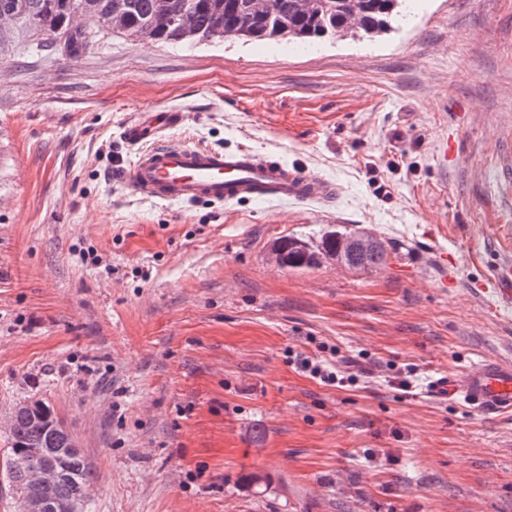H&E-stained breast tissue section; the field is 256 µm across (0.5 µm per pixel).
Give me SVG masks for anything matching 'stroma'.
I'll list each match as a JSON object with an SVG mask.
<instances>
[{
	"label": "stroma",
	"mask_w": 512,
	"mask_h": 512,
	"mask_svg": "<svg viewBox=\"0 0 512 512\" xmlns=\"http://www.w3.org/2000/svg\"><path fill=\"white\" fill-rule=\"evenodd\" d=\"M404 9L371 37L108 33L0 58V466L14 404L38 399L93 471L91 512H512V414L430 387L512 360V311L480 290L512 263V0ZM167 110L165 138L273 153L340 193L142 198L122 128ZM336 225L396 251L277 265L276 241ZM312 336L357 386L295 369Z\"/></svg>",
	"instance_id": "obj_1"
}]
</instances>
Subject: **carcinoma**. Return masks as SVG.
Returning <instances> with one entry per match:
<instances>
[{"mask_svg": "<svg viewBox=\"0 0 512 512\" xmlns=\"http://www.w3.org/2000/svg\"><path fill=\"white\" fill-rule=\"evenodd\" d=\"M253 0H0V9L11 7L18 22L9 31H0V45L15 55L46 43L44 32L54 34L59 51L68 57L87 50L100 33L112 32L109 19L114 12L126 17L122 34L148 38L161 43L211 42L221 39L217 17L246 29L247 40H279L278 26L286 19L291 25L290 38L300 41L335 37L346 32L353 20L359 19V29L377 34L391 28L401 19L400 7L405 0H306L308 8L300 12L297 0H271L266 16L258 18L252 9ZM76 6L103 19L96 30H76L69 25V10ZM193 15L192 27L173 24L165 29L154 27V18L165 11L177 16L185 11ZM363 236L352 228L338 227L319 234L318 242L309 238L285 237L274 246L275 258L283 269L313 268L321 259L332 257L348 267L377 270L384 266L389 251L381 240L376 246L356 250L351 241ZM66 428L50 406L40 402L35 408L18 413L7 435L9 453L5 462V477L10 487L26 486L27 470L43 463L45 456L56 458L62 476L41 493L51 500L66 501L89 497L93 473L81 450L67 452Z\"/></svg>", "mask_w": 512, "mask_h": 512, "instance_id": "carcinoma-1", "label": "carcinoma"}]
</instances>
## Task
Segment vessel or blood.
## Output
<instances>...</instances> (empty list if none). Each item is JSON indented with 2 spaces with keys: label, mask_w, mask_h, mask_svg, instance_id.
Segmentation results:
<instances>
[{
  "label": "vessel or blood",
  "mask_w": 512,
  "mask_h": 512,
  "mask_svg": "<svg viewBox=\"0 0 512 512\" xmlns=\"http://www.w3.org/2000/svg\"><path fill=\"white\" fill-rule=\"evenodd\" d=\"M181 119V113L164 112L123 129L124 140L142 144L143 149L124 169L122 179L145 198L180 203H305L335 191L333 184L317 175L248 149L216 150L159 139L161 128ZM491 284L501 306L512 308V265L500 266ZM439 388L479 412L512 411V362L481 359L446 376Z\"/></svg>",
  "instance_id": "obj_1"
}]
</instances>
